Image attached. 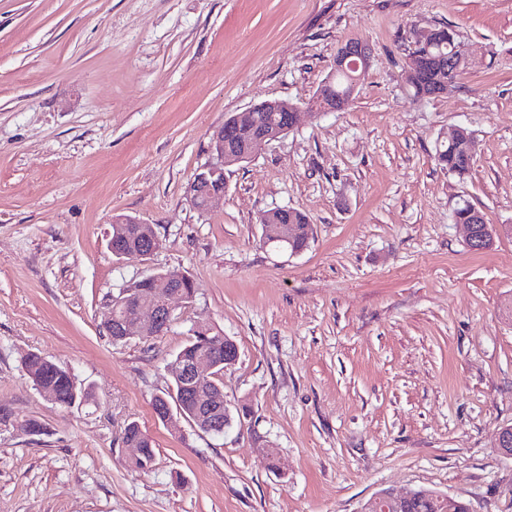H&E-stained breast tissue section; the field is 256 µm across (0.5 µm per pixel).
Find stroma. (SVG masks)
<instances>
[{
  "label": "stroma",
  "mask_w": 512,
  "mask_h": 512,
  "mask_svg": "<svg viewBox=\"0 0 512 512\" xmlns=\"http://www.w3.org/2000/svg\"><path fill=\"white\" fill-rule=\"evenodd\" d=\"M443 25L468 65L413 99V33ZM351 39L370 49L353 100L311 110ZM266 100L295 104V128L225 167L199 212L187 188L213 133ZM458 127L478 144L462 178L435 161ZM463 202L495 225L489 248L453 223ZM274 208L306 215L305 250L263 243ZM120 215L154 225L151 256L112 255ZM168 270L193 301L113 344L106 304ZM200 321L239 348L224 400L248 415L219 437L151 406ZM31 352L94 400H45ZM130 421L149 472L121 443ZM510 426L512 0H0V512H359L418 489L512 512ZM121 442L125 447L132 448L127 446V443H134L135 447L133 448V456L132 461L136 460L139 456V448H141V459L133 463V467L142 472H148L152 469L154 461H155V450L153 446L152 440L141 430L139 424L137 422H129L125 425Z\"/></svg>",
  "instance_id": "obj_1"
}]
</instances>
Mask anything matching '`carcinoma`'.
Segmentation results:
<instances>
[{
    "mask_svg": "<svg viewBox=\"0 0 512 512\" xmlns=\"http://www.w3.org/2000/svg\"><path fill=\"white\" fill-rule=\"evenodd\" d=\"M413 45L414 55L451 59L460 54L464 41L453 29L438 27L429 30L427 41L421 43L415 40ZM461 73L460 68L448 71L432 66L420 69L411 67L406 72L405 85L415 99L433 98L447 93L448 81H457ZM358 75L359 72L347 66L340 67L324 82L318 95L326 100L335 101L336 108L343 110L352 99L350 87ZM281 116L280 112L252 113V117L242 122L237 136L224 139V155L237 157L245 154L251 144L263 134L266 122L278 120ZM436 156L439 165L448 170V173L461 178L469 174L477 156V144L472 132L466 128L456 141L440 143L436 148ZM273 212L277 217V223L262 225L264 239L293 253L304 250L311 235L306 215L294 208H275ZM151 239L155 240V245H160L151 224L112 225L111 241L129 253L142 252L146 242ZM166 278L182 284V292L187 298L194 297V283L185 274L174 270L154 273L129 282L119 289L118 294L112 296V319H121L129 314L135 302L148 301ZM202 355L209 356L215 365L213 377L185 391L181 390L179 381L175 380L172 389L153 397L152 407H158L165 400L170 404L176 403L180 400V392L183 391L187 394L183 408L186 420L205 433V422L196 419L193 414L194 397L224 391V333L214 332L208 325L199 323L192 329L189 340L172 356L171 363L190 364ZM23 366L32 387L46 400L56 405L70 408L88 402L93 397L92 391L78 385L75 377L66 368L40 353L27 354L23 359ZM121 442L124 445L133 443L135 447L141 449V459L133 463L135 469L142 472L152 469L155 461L153 442L137 422L132 421L125 425ZM392 512H468V508L459 501L448 503L439 498V493L435 491L419 489L414 491L411 499L395 504Z\"/></svg>",
    "mask_w": 512,
    "mask_h": 512,
    "instance_id": "1",
    "label": "carcinoma"
}]
</instances>
